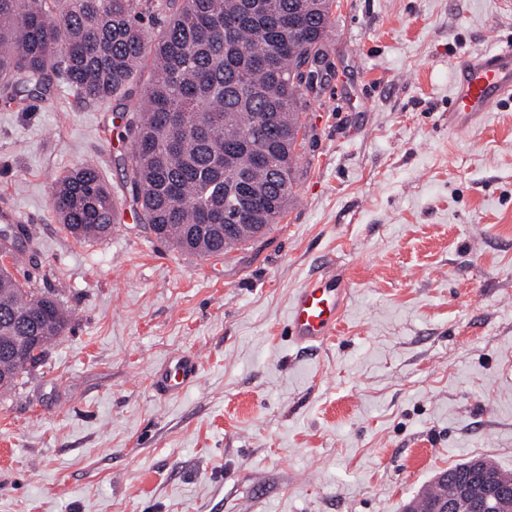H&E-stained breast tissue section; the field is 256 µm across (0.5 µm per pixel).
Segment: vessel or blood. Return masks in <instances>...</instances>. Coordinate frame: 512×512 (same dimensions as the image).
Instances as JSON below:
<instances>
[{
    "mask_svg": "<svg viewBox=\"0 0 512 512\" xmlns=\"http://www.w3.org/2000/svg\"><path fill=\"white\" fill-rule=\"evenodd\" d=\"M512 98V40L470 52L457 66L449 117L486 112L502 100ZM345 290L335 275L310 280L296 295L289 312V329L298 345L314 348L336 332ZM197 362L178 359L172 372L159 378L162 391L181 389L194 380Z\"/></svg>",
    "mask_w": 512,
    "mask_h": 512,
    "instance_id": "vessel-or-blood-1",
    "label": "vessel or blood"
}]
</instances>
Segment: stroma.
<instances>
[{
  "label": "stroma",
  "mask_w": 512,
  "mask_h": 512,
  "mask_svg": "<svg viewBox=\"0 0 512 512\" xmlns=\"http://www.w3.org/2000/svg\"><path fill=\"white\" fill-rule=\"evenodd\" d=\"M499 38V0H334L284 216L205 257L134 215L142 85L0 102V212L36 231L20 273L72 312L0 392V512H402L468 458L512 472V100L448 123L456 66ZM83 163L130 215L103 241L50 206ZM330 267L340 322L301 348L289 307ZM183 356L195 380L161 392Z\"/></svg>",
  "instance_id": "35a3bbf8"
}]
</instances>
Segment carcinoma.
<instances>
[{
	"label": "carcinoma",
	"mask_w": 512,
	"mask_h": 512,
	"mask_svg": "<svg viewBox=\"0 0 512 512\" xmlns=\"http://www.w3.org/2000/svg\"><path fill=\"white\" fill-rule=\"evenodd\" d=\"M332 0H0V87L15 101L48 96L58 76L88 103L123 100L152 72L125 132L139 217L165 245L228 252L279 223L293 191L302 91L324 58ZM167 21L147 36L151 10ZM50 202L79 242L112 235V196L85 163ZM34 239L0 230V252ZM0 389L42 362L71 321L56 295L0 265ZM470 461L447 469L430 510Z\"/></svg>",
	"instance_id": "carcinoma-1"
}]
</instances>
